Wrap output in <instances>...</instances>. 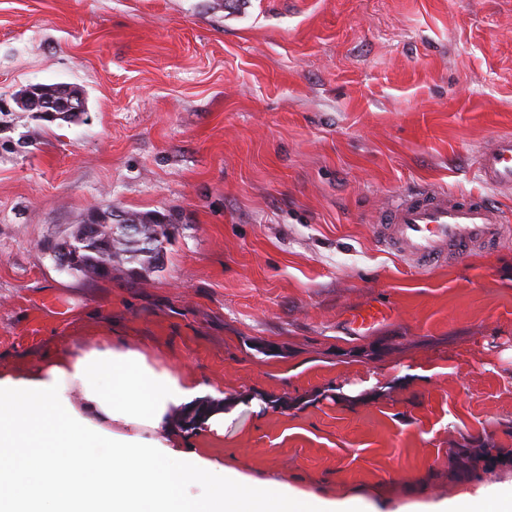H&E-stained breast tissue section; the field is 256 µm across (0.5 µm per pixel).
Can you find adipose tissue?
<instances>
[{"label":"adipose tissue","instance_id":"adipose-tissue-1","mask_svg":"<svg viewBox=\"0 0 512 512\" xmlns=\"http://www.w3.org/2000/svg\"><path fill=\"white\" fill-rule=\"evenodd\" d=\"M205 386L125 344L0 374V512H380L359 497L327 499L247 476L192 448L236 417L216 410L176 428L172 408ZM403 512H512V486L478 488Z\"/></svg>","mask_w":512,"mask_h":512}]
</instances>
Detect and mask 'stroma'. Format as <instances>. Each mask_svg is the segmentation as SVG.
Wrapping results in <instances>:
<instances>
[{"label": "stroma", "mask_w": 512, "mask_h": 512, "mask_svg": "<svg viewBox=\"0 0 512 512\" xmlns=\"http://www.w3.org/2000/svg\"><path fill=\"white\" fill-rule=\"evenodd\" d=\"M30 83L88 112L0 134L38 132L0 148L1 373L117 337L257 400L203 446L242 473L389 512L412 482H512V228L419 270L373 222L428 186L512 218L477 171L512 133V0H0V97ZM108 206L173 214L159 267L58 270L51 243ZM369 305L389 318L354 329Z\"/></svg>", "instance_id": "obj_1"}]
</instances>
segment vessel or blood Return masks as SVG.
Wrapping results in <instances>:
<instances>
[{
    "label": "vessel or blood",
    "mask_w": 512,
    "mask_h": 512,
    "mask_svg": "<svg viewBox=\"0 0 512 512\" xmlns=\"http://www.w3.org/2000/svg\"><path fill=\"white\" fill-rule=\"evenodd\" d=\"M478 166L485 183L512 184V134L497 135ZM376 221L380 245L418 268L462 258L477 245L494 250L506 230L501 209L484 197L430 188L408 192Z\"/></svg>",
    "instance_id": "b4317fda"
}]
</instances>
